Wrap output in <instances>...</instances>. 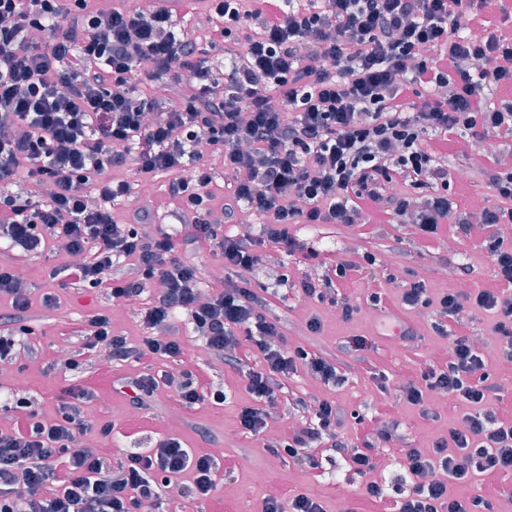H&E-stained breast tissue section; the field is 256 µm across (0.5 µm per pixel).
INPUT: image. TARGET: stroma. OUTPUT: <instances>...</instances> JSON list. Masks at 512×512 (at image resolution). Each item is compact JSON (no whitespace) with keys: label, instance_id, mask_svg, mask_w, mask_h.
Masks as SVG:
<instances>
[{"label":"stroma","instance_id":"1","mask_svg":"<svg viewBox=\"0 0 512 512\" xmlns=\"http://www.w3.org/2000/svg\"><path fill=\"white\" fill-rule=\"evenodd\" d=\"M301 238L319 252V262L331 264L347 258L362 262L365 255H373L378 266L394 275L385 293L391 303H398L406 283L425 281L428 288L446 283L448 289L459 288L453 273L456 264L469 268L468 287L479 288L492 280L494 268L486 252L465 238L427 241L420 239L412 225L380 229L377 226L347 227L341 224H314L298 229ZM65 250L57 254L22 258L17 262L19 274L37 289L33 295V309L37 316L35 333L30 342L40 356L33 361L17 359L0 361V387L20 388L22 395L35 400L45 415H53L57 400L65 387L77 384L92 385L97 393L87 403L88 420H111L115 428L111 436L98 438L99 447L119 455L131 448H149L165 436L179 438L190 448L203 447L202 433H209L215 442L235 456V470L220 481L211 508L213 512H261L264 497L286 493L318 490L324 494L326 512H341L342 499L338 484H346L350 491H357L358 480L339 464L324 463L321 475L309 474L300 466L279 461L270 456L261 442L247 441L237 432L238 407L247 394L242 379L225 370L223 364L210 358L202 341L185 335L184 341L193 360L207 374L213 389L223 391V404L205 403L190 410H181V424L171 425L169 414L172 404L167 389H159L145 397L142 408H135L123 390L128 376L138 371L139 365L128 362L117 365L106 358H98L93 373L53 369L59 344L72 340L79 324L95 311L108 306L106 296L94 292L60 293V304L53 310L41 305L42 293L52 286L51 268L67 260ZM370 279L356 278L347 287L352 299L359 304V312L348 321L342 320L326 305L288 294L287 298L269 297V311L281 319L283 332L289 343L318 349L337 359L344 382L333 390H326L305 373H297L289 381L290 388L301 395L313 398L330 396L339 402L371 412L380 408L385 396L372 379L369 370H385L396 380L418 377L425 364L445 355L448 343L432 329L435 321L431 310L424 309L410 314L418 337L411 342L384 334L378 325L377 315L367 297L374 291ZM319 318L323 324L320 333L306 329L310 318ZM474 332L489 362L498 375L505 396L512 397V363L499 358V338L491 330L489 316L477 315ZM367 337L369 345L361 355L340 352V344L349 337ZM266 472L267 482L255 480L256 473Z\"/></svg>","mask_w":512,"mask_h":512}]
</instances>
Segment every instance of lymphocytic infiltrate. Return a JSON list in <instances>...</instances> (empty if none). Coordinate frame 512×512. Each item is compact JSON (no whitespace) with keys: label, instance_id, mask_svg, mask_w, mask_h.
<instances>
[{"label":"lymphocytic infiltrate","instance_id":"f902f5d3","mask_svg":"<svg viewBox=\"0 0 512 512\" xmlns=\"http://www.w3.org/2000/svg\"><path fill=\"white\" fill-rule=\"evenodd\" d=\"M487 0H207L200 30L223 39L230 70L216 77L198 43L173 13L152 7H100L96 0H0V240L22 255L63 246L67 262L52 272L58 291L106 290L113 302L140 305L145 336L132 342L100 311L77 330L61 360L76 370L104 355L120 364L163 360L126 382L134 405L159 387L177 389L185 407L224 402L187 361L176 322L185 313L210 356L244 377L249 396L240 431L276 457L316 470L343 460L364 476L363 501L391 512H497L498 476L512 474V420H504L501 386L473 341L476 312L492 315L512 362V245L499 227L512 224V149L490 144L512 135V39L486 18ZM152 82L141 95L139 80ZM484 143L478 176L499 199L478 214L454 208L448 179L469 171L458 141ZM220 151L222 166L206 155ZM134 167L143 180L170 174L180 207L172 224L139 231L147 212L118 223L111 206L129 193L118 174ZM191 178H184V171ZM33 182L11 194L9 186ZM223 195H216V187ZM259 227L233 235L224 226L239 211ZM414 224L426 239L466 237L486 251L493 284L431 301L424 282L407 283L405 310L435 307V329L448 341L443 358L419 379L393 383L392 399L372 419L357 418L355 439L340 436L335 402L291 393L305 370L327 386L342 382L330 355L289 346L267 300L246 279L262 265L280 274L281 255L304 247L293 224H344L367 218ZM207 245L224 260V285L206 292L188 251ZM363 267L342 259L297 288L343 318L355 312L345 282ZM31 286L13 263H0V360L35 358L28 343ZM468 409L432 448L418 447L399 419L408 406L430 419L429 394ZM95 392L65 389L53 420L35 403L15 401L12 427L0 431V512H164L171 489L204 512L230 456L166 438L111 459L103 449L75 450L92 427L84 406ZM295 423L288 439L271 436L278 400ZM400 452L403 475L393 488L368 480L379 447ZM190 483H182L183 475ZM478 483L468 501L452 483Z\"/></svg>","mask_w":512,"mask_h":512}]
</instances>
